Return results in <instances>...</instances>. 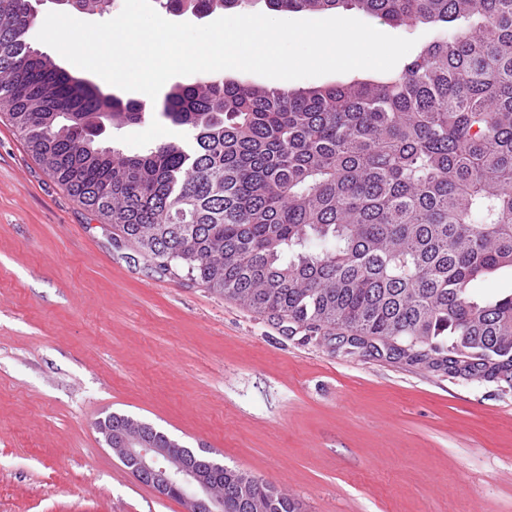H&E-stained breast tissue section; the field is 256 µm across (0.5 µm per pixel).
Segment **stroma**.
<instances>
[{"instance_id": "obj_1", "label": "stroma", "mask_w": 512, "mask_h": 512, "mask_svg": "<svg viewBox=\"0 0 512 512\" xmlns=\"http://www.w3.org/2000/svg\"><path fill=\"white\" fill-rule=\"evenodd\" d=\"M49 56L144 106L104 143L186 139L159 102ZM220 76L295 90L375 73ZM110 412L221 452L301 512H512V385L351 353L161 271L0 120V512H185L107 447Z\"/></svg>"}]
</instances>
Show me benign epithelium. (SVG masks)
<instances>
[{
  "label": "benign epithelium",
  "mask_w": 512,
  "mask_h": 512,
  "mask_svg": "<svg viewBox=\"0 0 512 512\" xmlns=\"http://www.w3.org/2000/svg\"><path fill=\"white\" fill-rule=\"evenodd\" d=\"M98 430L106 445L130 466V472L158 494L183 496L186 512H224V481L215 477L210 462L224 465L213 452L202 449L206 461L196 459V449L185 448L169 438L160 447L150 426L132 417L126 418L118 432L102 424Z\"/></svg>",
  "instance_id": "7a95c632"
}]
</instances>
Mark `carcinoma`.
<instances>
[{"label":"carcinoma","mask_w":512,"mask_h":512,"mask_svg":"<svg viewBox=\"0 0 512 512\" xmlns=\"http://www.w3.org/2000/svg\"><path fill=\"white\" fill-rule=\"evenodd\" d=\"M351 1L429 26L391 78L302 90L205 76L172 86L161 115L188 140L101 147L105 124L144 112L29 42L41 0H0V117L45 172L165 271L258 313L399 344L429 368L512 380V292L473 282L512 269V0H264L280 12ZM104 14L112 0H55ZM203 18L244 0H159ZM224 475L227 512L242 473ZM265 512H300L253 477Z\"/></svg>","instance_id":"obj_1"}]
</instances>
